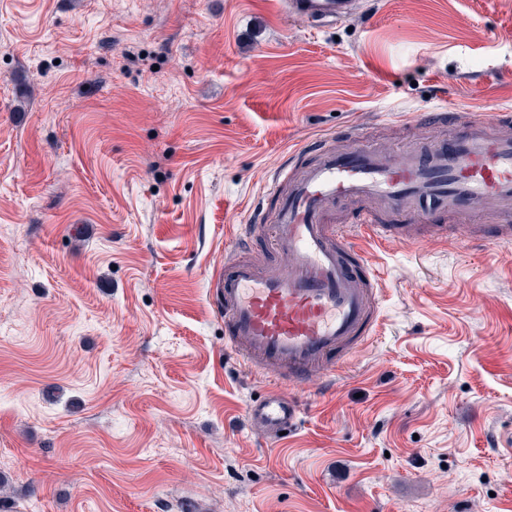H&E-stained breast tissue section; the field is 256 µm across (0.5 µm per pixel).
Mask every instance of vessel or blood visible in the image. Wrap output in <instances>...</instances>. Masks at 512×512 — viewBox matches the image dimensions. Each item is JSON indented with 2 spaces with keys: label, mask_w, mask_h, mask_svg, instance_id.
Listing matches in <instances>:
<instances>
[{
  "label": "vessel or blood",
  "mask_w": 512,
  "mask_h": 512,
  "mask_svg": "<svg viewBox=\"0 0 512 512\" xmlns=\"http://www.w3.org/2000/svg\"><path fill=\"white\" fill-rule=\"evenodd\" d=\"M289 15L316 24L344 20L354 0H287ZM463 130L448 144L397 153L350 136L344 149L321 146L319 161L275 177L267 186L282 202L269 217L282 264L265 271L225 255L210 280L224 342L245 368L283 385L333 374V354L367 342L378 322V277L355 232L379 243L398 241V228L362 212L358 226L328 224L324 214L341 200L373 201L425 221L430 209L460 216L485 211L512 218V137L496 133L493 118L460 113ZM280 392L248 408L251 426L279 438L298 419Z\"/></svg>",
  "instance_id": "obj_1"
}]
</instances>
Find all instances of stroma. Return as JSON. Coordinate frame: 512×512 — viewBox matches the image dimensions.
<instances>
[{"label": "stroma", "mask_w": 512, "mask_h": 512, "mask_svg": "<svg viewBox=\"0 0 512 512\" xmlns=\"http://www.w3.org/2000/svg\"><path fill=\"white\" fill-rule=\"evenodd\" d=\"M0 0V512H512V244L491 217L377 251L379 324L274 390L208 300L265 184L361 130L447 143L512 113V0ZM353 0H289L286 9L290 16L311 23L327 24L344 20L355 11ZM298 406L281 392H269L253 401L248 408L251 426L264 432L270 439H278L295 425L298 420Z\"/></svg>", "instance_id": "obj_1"}]
</instances>
